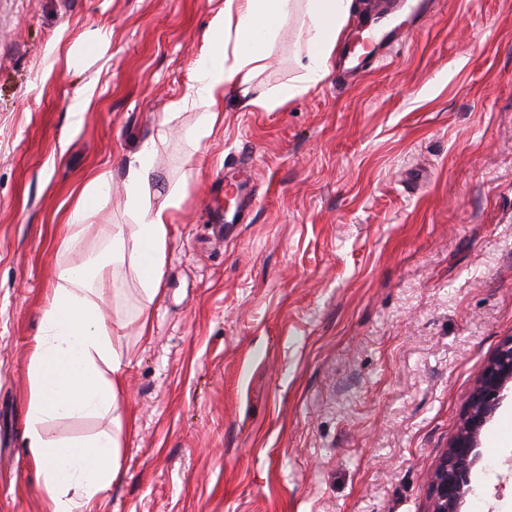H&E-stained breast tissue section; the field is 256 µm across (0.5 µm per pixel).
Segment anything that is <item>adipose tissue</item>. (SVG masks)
Wrapping results in <instances>:
<instances>
[{"mask_svg":"<svg viewBox=\"0 0 512 512\" xmlns=\"http://www.w3.org/2000/svg\"><path fill=\"white\" fill-rule=\"evenodd\" d=\"M353 6L352 0H224L206 36L207 50L196 62L191 91L181 107L201 113L194 141L209 137L221 115L215 106L229 85L247 82L264 68L269 44L295 11H302L298 39L300 73L293 83L264 93L254 104L277 108L320 83ZM154 142L127 160L125 208L130 224L113 225L98 261L63 268L41 308L39 333L28 365L29 396L25 456L43 494L45 512H93L120 471V435L125 417L119 406L126 362L112 338L125 329L108 322L98 303L114 276L131 268L146 299H154L165 273L177 193L160 205L149 197ZM109 172L93 173L68 216L67 251L84 243L86 222L110 188ZM111 418V432L82 439L46 438V424L65 418Z\"/></svg>","mask_w":512,"mask_h":512,"instance_id":"ef3b65f1","label":"adipose tissue"}]
</instances>
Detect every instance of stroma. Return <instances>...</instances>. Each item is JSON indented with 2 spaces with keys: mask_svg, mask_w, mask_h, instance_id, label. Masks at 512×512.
Returning a JSON list of instances; mask_svg holds the SVG:
<instances>
[{
  "mask_svg": "<svg viewBox=\"0 0 512 512\" xmlns=\"http://www.w3.org/2000/svg\"><path fill=\"white\" fill-rule=\"evenodd\" d=\"M218 2L0 0V512H44L23 446L40 310L60 267L131 223L126 159L145 141L152 204L182 202L155 300L127 269L100 301L133 361L120 475L95 512H428L512 337V0H432L409 42L369 44L352 70L345 46L377 8L355 0L325 79L250 106L299 74L291 16L210 137L187 138L189 107L157 140ZM228 162L258 199L234 224ZM98 171L110 190L64 252ZM479 440L460 512H512V388ZM109 172L93 173L81 190L75 205L68 216V235L62 242L65 251L80 249L84 244L87 220L93 217L110 188Z\"/></svg>",
  "mask_w": 512,
  "mask_h": 512,
  "instance_id": "1",
  "label": "stroma"
}]
</instances>
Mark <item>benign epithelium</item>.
<instances>
[{
    "mask_svg": "<svg viewBox=\"0 0 512 512\" xmlns=\"http://www.w3.org/2000/svg\"><path fill=\"white\" fill-rule=\"evenodd\" d=\"M512 381V338L503 342L479 374L466 405L462 426L431 478L430 512H459L468 492L475 449L482 429L498 409Z\"/></svg>",
    "mask_w": 512,
    "mask_h": 512,
    "instance_id": "7a95c632",
    "label": "benign epithelium"
}]
</instances>
